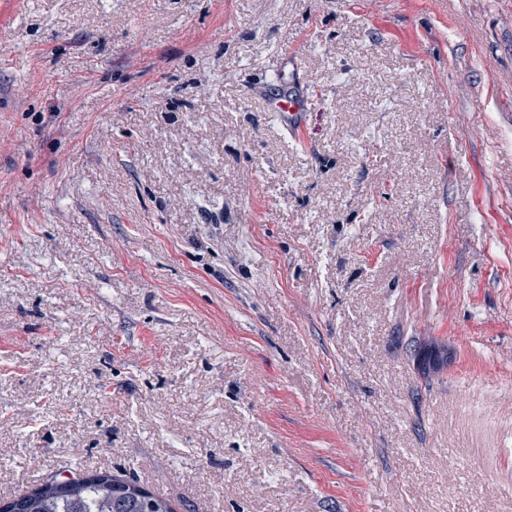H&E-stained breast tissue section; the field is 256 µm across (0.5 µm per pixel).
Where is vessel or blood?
<instances>
[{"instance_id": "b4317fda", "label": "vessel or blood", "mask_w": 512, "mask_h": 512, "mask_svg": "<svg viewBox=\"0 0 512 512\" xmlns=\"http://www.w3.org/2000/svg\"><path fill=\"white\" fill-rule=\"evenodd\" d=\"M286 72L265 90L266 108L296 142H304L312 99L297 79L298 65L293 56H286Z\"/></svg>"}]
</instances>
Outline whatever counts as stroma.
<instances>
[{"instance_id":"35a3bbf8","label":"stroma","mask_w":512,"mask_h":512,"mask_svg":"<svg viewBox=\"0 0 512 512\" xmlns=\"http://www.w3.org/2000/svg\"><path fill=\"white\" fill-rule=\"evenodd\" d=\"M96 471L512 512V0H0V501ZM288 77L279 71L277 79L265 89L267 112L284 127L296 142L305 140L308 116L312 109V99L300 86L297 79L298 65L292 55H284Z\"/></svg>"}]
</instances>
